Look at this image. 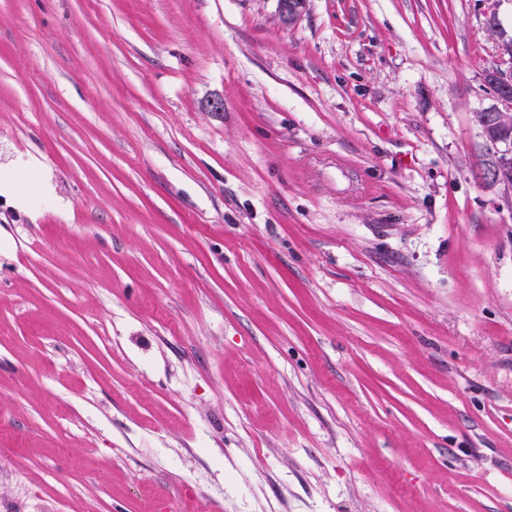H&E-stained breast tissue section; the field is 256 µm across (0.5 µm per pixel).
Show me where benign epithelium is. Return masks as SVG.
I'll return each mask as SVG.
<instances>
[{
    "mask_svg": "<svg viewBox=\"0 0 512 512\" xmlns=\"http://www.w3.org/2000/svg\"><path fill=\"white\" fill-rule=\"evenodd\" d=\"M304 4L305 0H279L282 19L288 23L296 21ZM488 80L496 88V104L489 121L479 128L484 143L494 148L497 164L491 169L480 167L477 174L482 182L500 188L512 204V137L506 135V130L512 129V122L504 121L512 115V44L509 41H499L497 68Z\"/></svg>",
    "mask_w": 512,
    "mask_h": 512,
    "instance_id": "7a95c632",
    "label": "benign epithelium"
}]
</instances>
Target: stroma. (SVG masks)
Segmentation results:
<instances>
[{
  "label": "stroma",
  "instance_id": "35a3bbf8",
  "mask_svg": "<svg viewBox=\"0 0 512 512\" xmlns=\"http://www.w3.org/2000/svg\"><path fill=\"white\" fill-rule=\"evenodd\" d=\"M512 0H0V512H512ZM497 68L490 74L487 81H491L496 88V104L494 112H490L489 121L479 123L481 113L478 115L477 125L485 144L494 148L497 164L491 169L479 167L477 174L485 184L499 187L505 198L512 206V121L505 123L504 118L512 115V44L508 40L498 43ZM510 128L509 136L505 131ZM485 145L484 164H492L494 151Z\"/></svg>",
  "mask_w": 512,
  "mask_h": 512
}]
</instances>
